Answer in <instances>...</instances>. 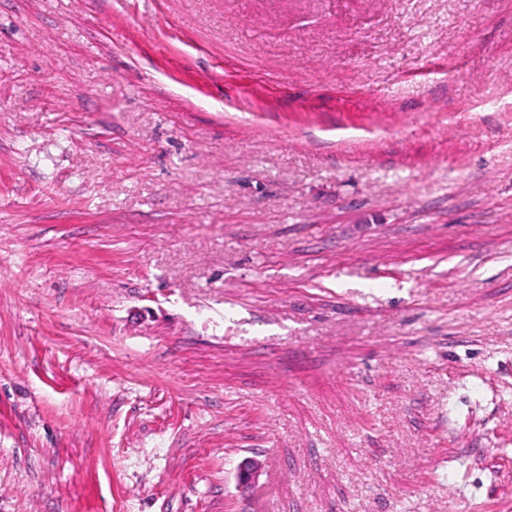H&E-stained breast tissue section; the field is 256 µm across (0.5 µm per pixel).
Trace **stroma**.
<instances>
[{
	"label": "stroma",
	"instance_id": "35a3bbf8",
	"mask_svg": "<svg viewBox=\"0 0 512 512\" xmlns=\"http://www.w3.org/2000/svg\"><path fill=\"white\" fill-rule=\"evenodd\" d=\"M0 512H512V0H0Z\"/></svg>",
	"mask_w": 512,
	"mask_h": 512
}]
</instances>
